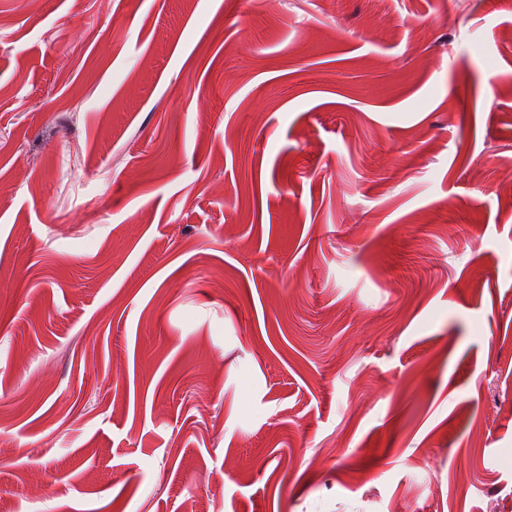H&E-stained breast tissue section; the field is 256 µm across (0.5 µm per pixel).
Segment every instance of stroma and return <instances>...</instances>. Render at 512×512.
Segmentation results:
<instances>
[{
    "mask_svg": "<svg viewBox=\"0 0 512 512\" xmlns=\"http://www.w3.org/2000/svg\"><path fill=\"white\" fill-rule=\"evenodd\" d=\"M507 168L512 0H0V512H512Z\"/></svg>",
    "mask_w": 512,
    "mask_h": 512,
    "instance_id": "stroma-1",
    "label": "stroma"
}]
</instances>
